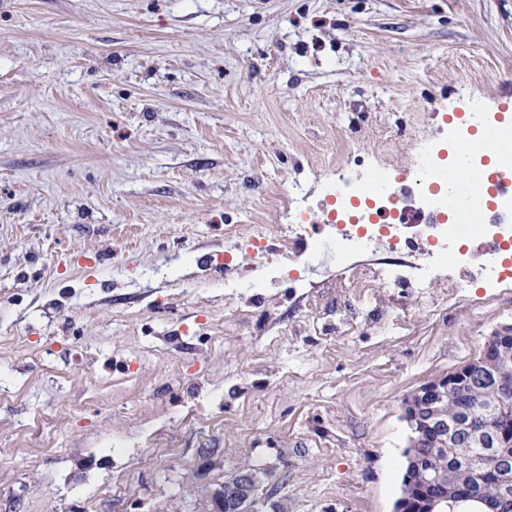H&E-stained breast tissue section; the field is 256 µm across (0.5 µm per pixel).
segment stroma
Listing matches in <instances>:
<instances>
[{
  "label": "stroma",
  "instance_id": "obj_1",
  "mask_svg": "<svg viewBox=\"0 0 512 512\" xmlns=\"http://www.w3.org/2000/svg\"><path fill=\"white\" fill-rule=\"evenodd\" d=\"M512 128V0H0V512H393L404 399L512 325V282L354 326L334 253L275 252L328 185ZM239 289L224 312L226 279ZM257 489L254 471L241 472L231 482L224 484V493L217 504L219 512H237L240 499L253 497Z\"/></svg>",
  "mask_w": 512,
  "mask_h": 512
}]
</instances>
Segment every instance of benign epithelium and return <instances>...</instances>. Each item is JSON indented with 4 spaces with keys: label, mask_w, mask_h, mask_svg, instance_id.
<instances>
[{
    "label": "benign epithelium",
    "mask_w": 512,
    "mask_h": 512,
    "mask_svg": "<svg viewBox=\"0 0 512 512\" xmlns=\"http://www.w3.org/2000/svg\"><path fill=\"white\" fill-rule=\"evenodd\" d=\"M512 365V327L505 325L488 337L481 353L448 374L431 380L413 391L404 402V418L419 438L438 434L442 442H453L455 433L464 429L471 435L487 440L488 450L478 465L482 473L500 477L502 496L491 512H512V433L502 429L497 421L512 414V382L502 381L501 369ZM490 382L498 389L494 400L485 402L473 388L474 380ZM471 388L468 395L479 399L476 407L481 415L471 417L463 426L450 424L429 413V409L446 392ZM408 481L413 491L400 497L396 512H460V504L469 493L459 490L447 472L433 468L422 458L410 461ZM439 486L442 494L431 495ZM257 478L253 471L241 472L224 484V493L217 512H238L240 499L254 496Z\"/></svg>",
    "instance_id": "1"
}]
</instances>
